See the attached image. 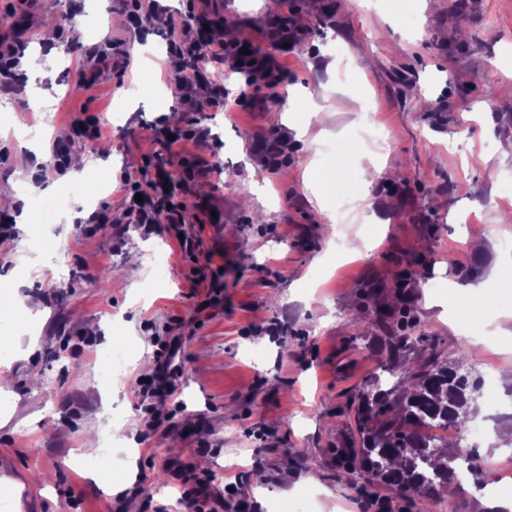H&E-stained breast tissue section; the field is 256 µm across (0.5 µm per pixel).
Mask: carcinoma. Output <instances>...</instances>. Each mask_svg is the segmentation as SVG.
I'll return each instance as SVG.
<instances>
[{"label": "carcinoma", "mask_w": 512, "mask_h": 512, "mask_svg": "<svg viewBox=\"0 0 512 512\" xmlns=\"http://www.w3.org/2000/svg\"><path fill=\"white\" fill-rule=\"evenodd\" d=\"M475 361L474 350L460 347L448 360L431 361L418 371L393 363L389 374L409 379V386L394 400L392 390L381 388L380 377L368 381L357 407L361 446L347 442L342 449L363 461L361 470H347L348 483L361 480L400 498L411 493L436 496L446 490L460 457L458 444L428 437L421 429L463 428L466 420L459 419V410L478 414L474 399L480 397V388L461 372V366Z\"/></svg>", "instance_id": "carcinoma-1"}]
</instances>
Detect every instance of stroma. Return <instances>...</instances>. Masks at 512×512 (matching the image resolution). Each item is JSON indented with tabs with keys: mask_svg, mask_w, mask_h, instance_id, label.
Wrapping results in <instances>:
<instances>
[{
	"mask_svg": "<svg viewBox=\"0 0 512 512\" xmlns=\"http://www.w3.org/2000/svg\"><path fill=\"white\" fill-rule=\"evenodd\" d=\"M172 13L213 15V37L240 38L287 69L276 86L251 89V105L235 103L236 74L211 81L209 103L189 109L169 99L155 110L138 95L142 82L168 92V27H151L144 56L134 55L116 0H0V34L21 54L47 53L44 26L66 17L73 39L55 63L24 72L21 90L0 106V195H24L32 210L59 200L54 223L15 229L0 240V311L15 293L40 297L45 313L38 342L11 367L0 365V477L22 485L0 489V512H180L181 480H205L215 504L235 492L250 512H374L347 486L343 443L356 434L360 388L383 375L388 353L371 311L383 296L372 283L410 280L421 339L402 352L417 368L432 356L483 335L491 317L481 300L494 293L500 314L512 313V286L490 282V270L512 237V96L486 97L487 85L512 86V0H295L296 37L282 44L266 32L272 0H169ZM112 35L132 66L110 71L92 89L77 82L83 44ZM48 105L30 111L28 91ZM329 107L325 134L298 129L309 102ZM98 115L103 136L84 152L82 177L39 176L53 140H65L74 112ZM192 127L200 138L165 148L152 138L158 121ZM281 140L282 165H268L269 135ZM358 144L357 167L341 169L339 151ZM155 156L157 167L143 164ZM198 173L186 175V161ZM220 161L221 174L209 173ZM393 179L376 177L380 167ZM164 172L185 204L180 227L115 224L85 235L92 212L122 214L121 178L146 182ZM51 194H44V187ZM379 223H364L363 207ZM496 224L485 251L472 250L478 228ZM197 232L195 253L178 231ZM371 242L363 256L343 241ZM168 259L165 279L152 267ZM112 285L101 282L103 273ZM67 283L65 294L52 284ZM465 285L470 327L461 330L448 303L450 283ZM119 339L107 343V332ZM177 337L180 377L173 402L155 407L145 425L136 381L153 376L157 339ZM124 352L129 369L102 393L105 350ZM512 335L499 339L470 375H493L502 403L482 469L494 470L512 447ZM182 413H175V404ZM123 428L108 454L86 449L89 435ZM90 453L113 479L115 493L88 477L76 455Z\"/></svg>",
	"mask_w": 512,
	"mask_h": 512,
	"instance_id": "1",
	"label": "stroma"
}]
</instances>
